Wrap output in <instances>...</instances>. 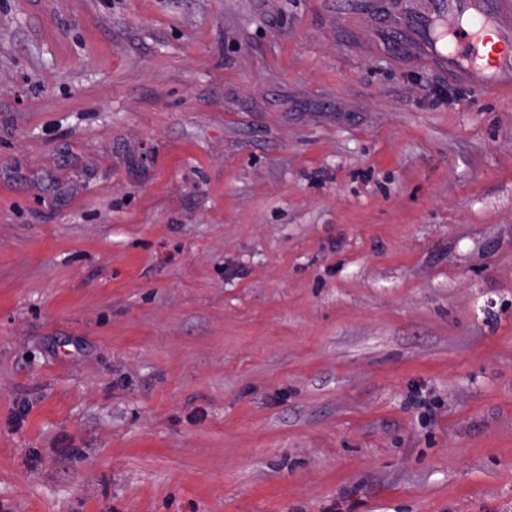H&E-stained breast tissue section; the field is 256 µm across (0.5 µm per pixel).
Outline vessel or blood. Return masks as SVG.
Wrapping results in <instances>:
<instances>
[{
  "mask_svg": "<svg viewBox=\"0 0 512 512\" xmlns=\"http://www.w3.org/2000/svg\"><path fill=\"white\" fill-rule=\"evenodd\" d=\"M448 14L455 26L435 33ZM398 18L415 28L425 57L447 61L449 71L479 88L512 93V0H431L424 11L400 8Z\"/></svg>",
  "mask_w": 512,
  "mask_h": 512,
  "instance_id": "vessel-or-blood-1",
  "label": "vessel or blood"
}]
</instances>
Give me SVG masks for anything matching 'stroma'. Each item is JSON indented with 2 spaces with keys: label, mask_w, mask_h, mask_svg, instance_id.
<instances>
[{
  "label": "stroma",
  "mask_w": 512,
  "mask_h": 512,
  "mask_svg": "<svg viewBox=\"0 0 512 512\" xmlns=\"http://www.w3.org/2000/svg\"><path fill=\"white\" fill-rule=\"evenodd\" d=\"M396 2L0 0V512H512V99Z\"/></svg>",
  "instance_id": "stroma-1"
}]
</instances>
